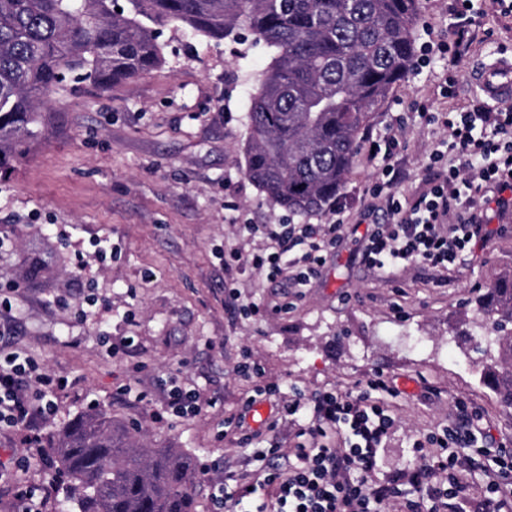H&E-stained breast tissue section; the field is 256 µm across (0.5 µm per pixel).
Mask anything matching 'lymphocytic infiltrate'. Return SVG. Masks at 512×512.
Segmentation results:
<instances>
[{
  "label": "lymphocytic infiltrate",
  "instance_id": "1",
  "mask_svg": "<svg viewBox=\"0 0 512 512\" xmlns=\"http://www.w3.org/2000/svg\"><path fill=\"white\" fill-rule=\"evenodd\" d=\"M444 124L452 155L448 174L426 194L406 200L400 197L396 160L408 148L400 126H389L375 139L370 155L380 175L366 194L383 199L386 220L372 226L358 254L361 264L455 269L490 236L477 212L480 202L491 195L497 205L512 204V108L486 104L449 113ZM343 210L339 202L331 207L335 220L330 224L241 225V232L262 233L277 245L275 252L253 255L252 266L271 277L287 273L294 287L308 286L324 252L342 239ZM237 372L254 380L256 397H279L281 415L294 428L293 459L282 468L274 463L277 446L254 449L255 468L219 488L215 512H457L466 500L458 470L478 463L467 430L468 406L457 405L455 422L442 431L414 441L419 467L378 480L376 461L396 425L395 416L374 397L389 388L382 376L354 391L308 395L283 393L248 361L240 362ZM31 380L37 384L32 391L26 387ZM67 384V378L0 348V428L21 432L25 447H38L42 438L35 422L54 414L53 396ZM407 485L417 489V497L404 495ZM474 512H512L511 451H502L494 467L485 469L484 497Z\"/></svg>",
  "mask_w": 512,
  "mask_h": 512
}]
</instances>
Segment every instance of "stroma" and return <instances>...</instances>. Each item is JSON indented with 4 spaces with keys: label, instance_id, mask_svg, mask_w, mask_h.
Segmentation results:
<instances>
[{
    "label": "stroma",
    "instance_id": "35a3bbf8",
    "mask_svg": "<svg viewBox=\"0 0 512 512\" xmlns=\"http://www.w3.org/2000/svg\"><path fill=\"white\" fill-rule=\"evenodd\" d=\"M460 7L419 0L416 49L446 39ZM475 10L472 27L484 40L458 57L453 92H440L443 62L410 69L369 127L379 133L405 119L403 195L427 189L429 158L447 148V128L421 119L419 101L432 112L483 102L472 68L493 46L512 47V17L494 0H477ZM162 40L165 64L134 81L53 95L37 140L0 172V326L12 331L10 350L69 381L43 435L93 408L140 423L145 446L195 458L198 512H214L225 471L250 468L252 449L294 445L267 400L236 436L225 435V420L253 394V382L236 372L246 350L285 393L347 392L375 373L388 377L382 400L397 423L377 475L416 467L415 435L448 425L460 402L474 411L483 460L512 449V407L480 380L496 347L456 340L487 288L512 278V207L488 211L492 237L455 272L366 267L354 256L368 225L385 216L380 200L363 205L378 176L363 149L342 192L345 237L318 276L304 288L284 274L268 278L250 260L271 242L240 233L235 219L276 224L286 215L241 171L245 101L269 52L175 25ZM230 251L242 258L231 294L223 262ZM254 304L259 313H249ZM169 374L198 394L197 413L167 411Z\"/></svg>",
    "mask_w": 512,
    "mask_h": 512
}]
</instances>
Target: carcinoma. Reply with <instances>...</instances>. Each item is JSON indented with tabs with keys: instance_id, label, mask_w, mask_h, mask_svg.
Listing matches in <instances>:
<instances>
[{
	"instance_id": "1",
	"label": "carcinoma",
	"mask_w": 512,
	"mask_h": 512,
	"mask_svg": "<svg viewBox=\"0 0 512 512\" xmlns=\"http://www.w3.org/2000/svg\"><path fill=\"white\" fill-rule=\"evenodd\" d=\"M418 0H0V171L39 134L40 106L68 74L107 90L164 64L163 27L215 42L242 38L271 57L249 93L242 170L292 217L324 212L347 182L364 131L413 59ZM493 337L482 382L512 406V280L479 299L470 336ZM91 410L44 452L75 512H197L195 460L144 448Z\"/></svg>"
}]
</instances>
